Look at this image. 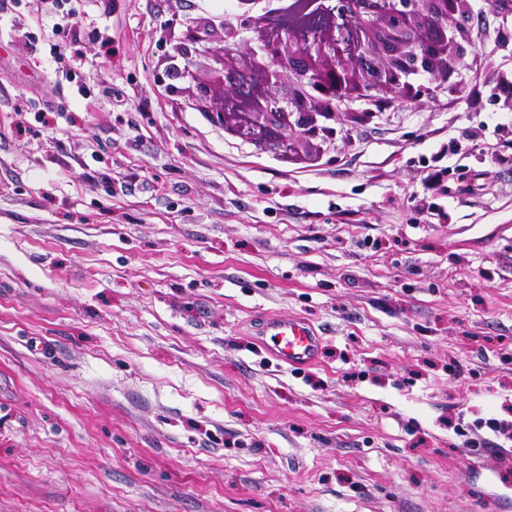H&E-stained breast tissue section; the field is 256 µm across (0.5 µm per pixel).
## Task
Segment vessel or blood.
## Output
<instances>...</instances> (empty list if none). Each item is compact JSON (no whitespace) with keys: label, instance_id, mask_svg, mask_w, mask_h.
I'll use <instances>...</instances> for the list:
<instances>
[{"label":"vessel or blood","instance_id":"1","mask_svg":"<svg viewBox=\"0 0 512 512\" xmlns=\"http://www.w3.org/2000/svg\"><path fill=\"white\" fill-rule=\"evenodd\" d=\"M262 341L278 361L297 367L315 361L321 338L302 320L274 319L266 321Z\"/></svg>","mask_w":512,"mask_h":512}]
</instances>
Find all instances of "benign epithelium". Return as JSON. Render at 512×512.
Wrapping results in <instances>:
<instances>
[{
	"label": "benign epithelium",
	"instance_id": "obj_1",
	"mask_svg": "<svg viewBox=\"0 0 512 512\" xmlns=\"http://www.w3.org/2000/svg\"><path fill=\"white\" fill-rule=\"evenodd\" d=\"M332 9L318 2V13L346 17V32L330 28L301 42L292 32L261 38L260 49L270 59L264 83L286 82L296 92L288 107L270 93L254 88L243 95L235 78L239 71L224 54L216 56L217 76L200 86L202 97L213 102V115L223 126L256 144L275 150L291 149V138L272 141L270 129L315 136L317 117L335 115L336 101L356 91L388 95L407 88L414 73L448 77L461 63L458 39L469 27L468 0H338ZM202 37L187 32L177 52L184 62L198 52ZM254 103L250 112H230L242 97Z\"/></svg>",
	"mask_w": 512,
	"mask_h": 512
}]
</instances>
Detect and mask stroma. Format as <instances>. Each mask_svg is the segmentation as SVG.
<instances>
[{
  "mask_svg": "<svg viewBox=\"0 0 512 512\" xmlns=\"http://www.w3.org/2000/svg\"><path fill=\"white\" fill-rule=\"evenodd\" d=\"M222 2L0 10V512H512V13L288 154L173 65ZM262 341L278 361L297 367L315 361L321 338L302 320L274 319L266 321Z\"/></svg>",
  "mask_w": 512,
  "mask_h": 512,
  "instance_id": "1",
  "label": "stroma"
}]
</instances>
